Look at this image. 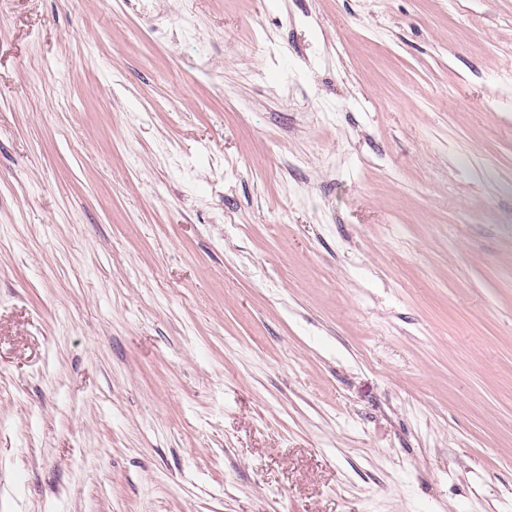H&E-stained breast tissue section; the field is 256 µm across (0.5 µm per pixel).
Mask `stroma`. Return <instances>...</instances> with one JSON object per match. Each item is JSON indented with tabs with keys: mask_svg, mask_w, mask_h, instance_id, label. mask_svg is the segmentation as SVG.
Returning a JSON list of instances; mask_svg holds the SVG:
<instances>
[{
	"mask_svg": "<svg viewBox=\"0 0 512 512\" xmlns=\"http://www.w3.org/2000/svg\"><path fill=\"white\" fill-rule=\"evenodd\" d=\"M0 512H512V0H0Z\"/></svg>",
	"mask_w": 512,
	"mask_h": 512,
	"instance_id": "stroma-1",
	"label": "stroma"
}]
</instances>
